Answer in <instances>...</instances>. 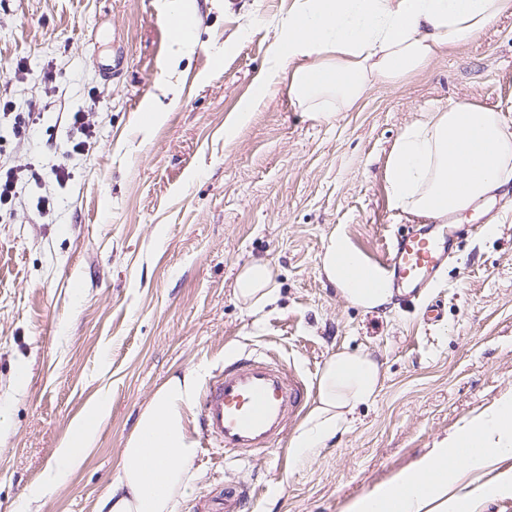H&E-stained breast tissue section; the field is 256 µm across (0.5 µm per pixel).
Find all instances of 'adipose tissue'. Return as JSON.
I'll return each mask as SVG.
<instances>
[{
  "label": "adipose tissue",
  "instance_id": "obj_1",
  "mask_svg": "<svg viewBox=\"0 0 512 512\" xmlns=\"http://www.w3.org/2000/svg\"><path fill=\"white\" fill-rule=\"evenodd\" d=\"M512 0H296L272 49L275 73L288 76L299 105L335 104L344 112L374 85L393 82L476 37ZM392 205L423 218L458 213L494 197L512 180V133L499 113L474 103L450 104L407 125L387 162ZM319 269L351 305L390 304L384 271L332 230ZM238 301L259 309L277 292L269 262L242 267L233 286ZM203 370L172 374L142 409L125 440L119 465L97 512H178L200 479L193 412ZM381 368L364 352L332 353L324 362L317 396L293 435L294 460L314 461L346 431L355 409L373 400ZM110 401L93 400L64 436L54 465L27 494L36 501L64 484L93 447ZM512 455V397L450 432L411 468L351 501L346 512H467V495L452 493L454 478Z\"/></svg>",
  "mask_w": 512,
  "mask_h": 512
}]
</instances>
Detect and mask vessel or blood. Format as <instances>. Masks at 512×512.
Wrapping results in <instances>:
<instances>
[{
	"mask_svg": "<svg viewBox=\"0 0 512 512\" xmlns=\"http://www.w3.org/2000/svg\"><path fill=\"white\" fill-rule=\"evenodd\" d=\"M456 226L446 219L413 226L396 236L384 260L385 273L401 297L422 294L451 251ZM308 389L290 369L259 354L243 353L225 361L223 371L201 398L202 434L207 445L223 448L234 460L274 451L288 422L298 417ZM249 486L232 482L206 496L199 512H241Z\"/></svg>",
	"mask_w": 512,
	"mask_h": 512,
	"instance_id": "vessel-or-blood-1",
	"label": "vessel or blood"
}]
</instances>
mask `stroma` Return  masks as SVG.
Wrapping results in <instances>:
<instances>
[{"label": "stroma", "instance_id": "1", "mask_svg": "<svg viewBox=\"0 0 512 512\" xmlns=\"http://www.w3.org/2000/svg\"><path fill=\"white\" fill-rule=\"evenodd\" d=\"M198 44L176 58L165 0H0V159L69 181H30L0 214V512H26L72 423L98 395L111 413L69 481L38 512H95L124 441L158 387L179 369L207 375L265 348L310 384L339 350L382 365L375 400L314 462L289 447L225 460L202 447V479L180 512L225 479L255 484L244 512H345L432 450L463 421L512 396V183L493 204L455 215L477 224L428 300L366 311L319 270L323 242L345 231L372 263L416 223L392 206L386 163L403 128L469 101L512 127V9L426 68L317 120L278 76L266 96L279 24L294 0H187ZM118 65L103 77L99 60ZM246 121L235 117L246 102ZM161 113L142 123L147 105ZM85 112L88 153L64 157V118ZM17 112L44 119L25 140ZM233 134H226L229 123ZM276 272L278 298L254 312L233 293L245 263ZM438 321L424 320L427 304ZM512 456L463 478L470 512H512V495L477 494Z\"/></svg>", "mask_w": 512, "mask_h": 512}]
</instances>
